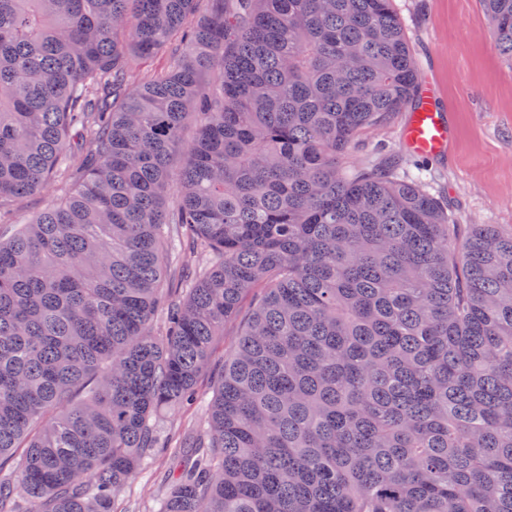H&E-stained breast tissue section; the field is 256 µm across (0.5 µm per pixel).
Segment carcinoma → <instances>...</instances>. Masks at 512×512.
<instances>
[{"label": "carcinoma", "mask_w": 512, "mask_h": 512, "mask_svg": "<svg viewBox=\"0 0 512 512\" xmlns=\"http://www.w3.org/2000/svg\"><path fill=\"white\" fill-rule=\"evenodd\" d=\"M420 83L395 0H0V207L82 154L0 234V512H112L255 288L160 512H512V232L345 162ZM76 163L77 161L75 162L74 168L66 177L49 183L47 188L42 192L14 201L12 208L14 210L16 220L19 223H26L45 209L49 204L64 197L79 180L80 175L76 170ZM210 263V259L208 256L201 254V253H186L183 257H180L179 259L169 260L166 261L165 265V273H164V282H167L170 278H172L174 275L176 277L181 276L187 272L186 268H199L206 266Z\"/></svg>", "instance_id": "cac0c4a2"}]
</instances>
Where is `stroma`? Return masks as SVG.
Segmentation results:
<instances>
[{
    "instance_id": "35a3bbf8",
    "label": "stroma",
    "mask_w": 512,
    "mask_h": 512,
    "mask_svg": "<svg viewBox=\"0 0 512 512\" xmlns=\"http://www.w3.org/2000/svg\"><path fill=\"white\" fill-rule=\"evenodd\" d=\"M420 72L433 76L448 107L451 149L431 159L424 178L431 192L448 199V212L460 231L472 224L512 230V62L499 52L480 0H395ZM407 114L369 133L347 161L361 165L377 144L403 154ZM79 179L70 171L42 192L14 201L24 223L64 197ZM202 407L162 410L158 428L165 448L152 449L134 481L114 493L115 512H156L164 494L161 478L173 464V450L195 441L205 427Z\"/></svg>"
}]
</instances>
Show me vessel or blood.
Returning <instances> with one entry per match:
<instances>
[{"label":"vessel or blood","mask_w":512,"mask_h":512,"mask_svg":"<svg viewBox=\"0 0 512 512\" xmlns=\"http://www.w3.org/2000/svg\"><path fill=\"white\" fill-rule=\"evenodd\" d=\"M403 144L419 157H437L448 149V123L433 80L422 82V101L409 116Z\"/></svg>","instance_id":"b4317fda"}]
</instances>
